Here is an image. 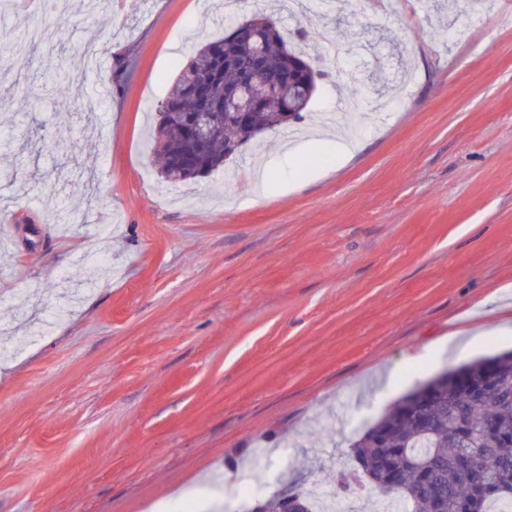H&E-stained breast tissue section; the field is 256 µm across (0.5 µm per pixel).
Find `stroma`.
Returning <instances> with one entry per match:
<instances>
[{
  "label": "stroma",
  "instance_id": "stroma-1",
  "mask_svg": "<svg viewBox=\"0 0 512 512\" xmlns=\"http://www.w3.org/2000/svg\"><path fill=\"white\" fill-rule=\"evenodd\" d=\"M271 0H70L109 51L68 101L55 55L0 102V512H239L332 489L357 431L433 375L512 349V0H305L309 123L160 184L155 105L192 45ZM0 14V53L52 23ZM132 50L130 72L106 97ZM348 159L308 141L342 99Z\"/></svg>",
  "mask_w": 512,
  "mask_h": 512
}]
</instances>
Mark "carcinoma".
Segmentation results:
<instances>
[{
  "label": "carcinoma",
  "mask_w": 512,
  "mask_h": 512,
  "mask_svg": "<svg viewBox=\"0 0 512 512\" xmlns=\"http://www.w3.org/2000/svg\"><path fill=\"white\" fill-rule=\"evenodd\" d=\"M253 37L236 41L229 33L196 48L175 77L166 98L157 104L155 129L157 173L167 184L208 175L232 159L240 147L263 131L288 126L287 79L297 74L307 97L294 115L304 118L318 81L326 73L316 69L306 53L288 45L282 29L269 16L247 21ZM242 86L261 91V105L250 125H239L226 109L229 94ZM212 113L214 132L201 145L188 132L197 112ZM467 372L471 385L436 378L423 399L414 388L351 442L356 466L340 479V489L371 485L379 494L396 498L404 512H495L493 505L512 512V352L480 358L450 368V376ZM477 462L474 471L455 465L462 453ZM285 499L274 493L262 501L247 499L241 512H284Z\"/></svg>",
  "instance_id": "obj_1"
}]
</instances>
